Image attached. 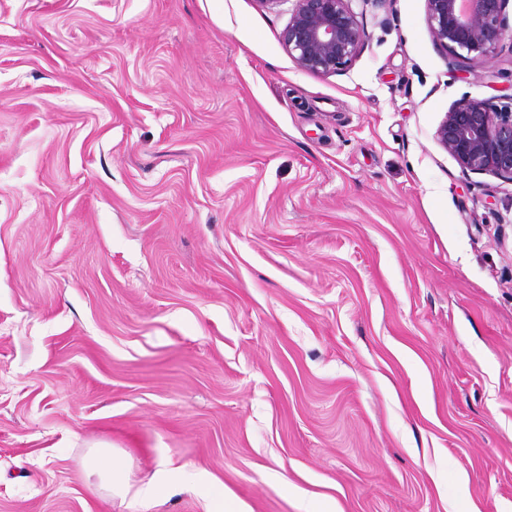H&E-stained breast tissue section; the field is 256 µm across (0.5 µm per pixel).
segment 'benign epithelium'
I'll return each mask as SVG.
<instances>
[{"instance_id":"obj_1","label":"benign epithelium","mask_w":512,"mask_h":512,"mask_svg":"<svg viewBox=\"0 0 512 512\" xmlns=\"http://www.w3.org/2000/svg\"><path fill=\"white\" fill-rule=\"evenodd\" d=\"M512 0H425L426 22L437 42L473 66L504 39L512 41ZM281 40L302 71L330 75L352 64L367 35L352 0H293ZM436 141L465 172L492 173L512 182V96L497 101L464 96L451 104Z\"/></svg>"}]
</instances>
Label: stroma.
Instances as JSON below:
<instances>
[{
  "instance_id": "1",
  "label": "stroma",
  "mask_w": 512,
  "mask_h": 512,
  "mask_svg": "<svg viewBox=\"0 0 512 512\" xmlns=\"http://www.w3.org/2000/svg\"><path fill=\"white\" fill-rule=\"evenodd\" d=\"M291 8L0 0V512H512V182L434 138L512 43L355 0L316 75ZM291 17L281 40L302 71L330 75L358 57L367 35L352 9L353 0H292ZM93 448L86 459L87 469L100 477L112 497L125 498L131 486L122 461L106 444H98Z\"/></svg>"
}]
</instances>
